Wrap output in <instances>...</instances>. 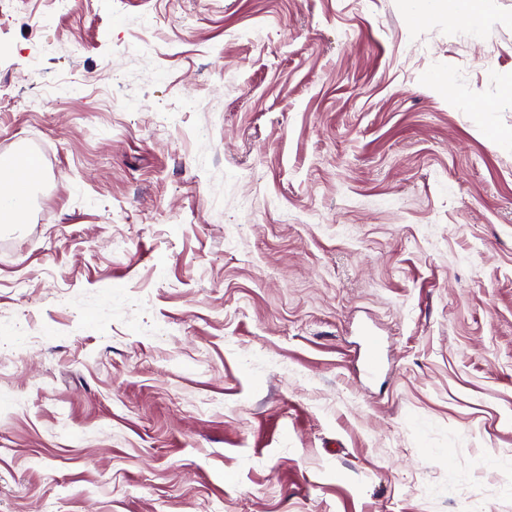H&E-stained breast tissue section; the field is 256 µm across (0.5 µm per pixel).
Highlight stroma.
<instances>
[{
  "label": "stroma",
  "instance_id": "stroma-1",
  "mask_svg": "<svg viewBox=\"0 0 512 512\" xmlns=\"http://www.w3.org/2000/svg\"><path fill=\"white\" fill-rule=\"evenodd\" d=\"M488 6L477 33L402 0L0 12V156L44 172L0 223V512H512Z\"/></svg>",
  "mask_w": 512,
  "mask_h": 512
}]
</instances>
